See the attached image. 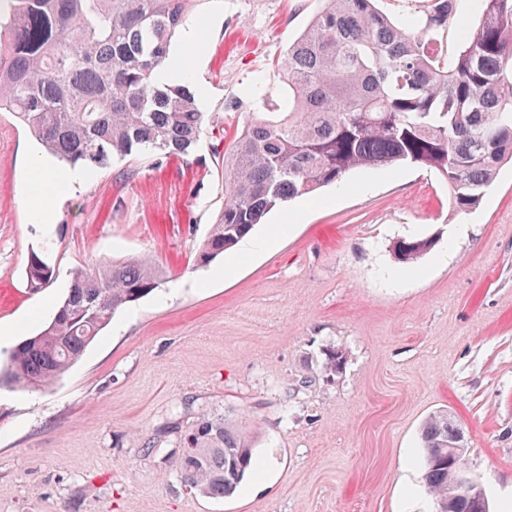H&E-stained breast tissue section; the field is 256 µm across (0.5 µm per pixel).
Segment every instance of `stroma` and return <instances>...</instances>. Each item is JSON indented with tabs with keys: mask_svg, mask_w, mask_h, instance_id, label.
<instances>
[{
	"mask_svg": "<svg viewBox=\"0 0 512 512\" xmlns=\"http://www.w3.org/2000/svg\"><path fill=\"white\" fill-rule=\"evenodd\" d=\"M318 0H196L208 23L187 73L214 118L187 161H113L51 224L26 200L38 144L0 112V357L52 317L78 268L144 255L165 283L120 311L48 389L0 388V512H435L421 427L446 410L491 512H512V163L453 209L415 165L360 170L272 210L210 265L193 256L224 207L217 142L284 111L276 64ZM261 85L262 95L244 98ZM466 234L452 236L454 225ZM430 238L415 262L396 241ZM55 279L25 286L32 253ZM329 344L342 374L319 372ZM308 386H301V379ZM226 410L258 470L226 499L187 491L168 426Z\"/></svg>",
	"mask_w": 512,
	"mask_h": 512,
	"instance_id": "obj_1",
	"label": "stroma"
}]
</instances>
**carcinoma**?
Instances as JSON below:
<instances>
[{"label":"carcinoma","mask_w":512,"mask_h":512,"mask_svg":"<svg viewBox=\"0 0 512 512\" xmlns=\"http://www.w3.org/2000/svg\"><path fill=\"white\" fill-rule=\"evenodd\" d=\"M193 2L0 0V112L69 168L94 172L126 159L131 180L147 161L189 157L208 121L200 92L187 80L161 89L152 74ZM378 2L321 0L289 44L281 61L288 111L250 121L224 150V209L197 265L233 249L270 211L357 169L426 167L448 184L454 208L469 211L512 160V0H478L479 23L451 55L442 42L460 21V0H427L405 22ZM432 246L410 238L394 252L412 262ZM53 278V266L32 253L27 287ZM163 280L146 257L76 270L51 321L10 350L0 387L50 386L123 307ZM346 363L344 349L324 350L326 376ZM177 430L176 470L189 490L231 497L253 472L255 449L225 412L205 411ZM450 432L443 411L421 430L423 479L437 500L457 477Z\"/></svg>","instance_id":"obj_1"}]
</instances>
